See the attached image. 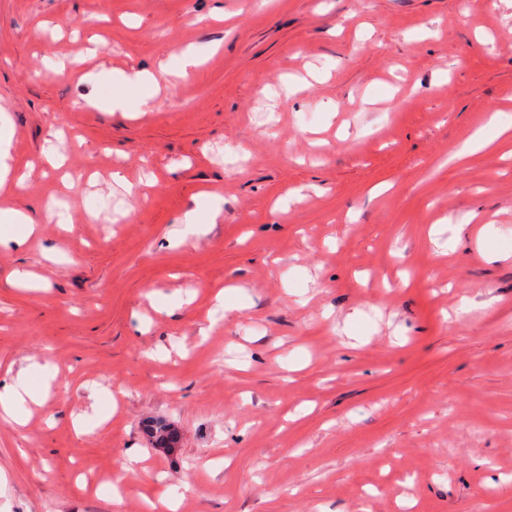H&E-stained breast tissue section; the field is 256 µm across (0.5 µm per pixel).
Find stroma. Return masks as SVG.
Masks as SVG:
<instances>
[{
    "label": "stroma",
    "mask_w": 512,
    "mask_h": 512,
    "mask_svg": "<svg viewBox=\"0 0 512 512\" xmlns=\"http://www.w3.org/2000/svg\"><path fill=\"white\" fill-rule=\"evenodd\" d=\"M133 66L146 112L92 79ZM4 124L0 209L67 221L0 243V390L56 374L0 419V512H512V0H0ZM110 83H119L126 88L147 90V93L139 100L140 109H148L152 106L155 97L157 78L147 69L117 70L105 76ZM12 139V133L8 129L2 130L0 128V187L7 186L8 188H14L19 186L22 182L23 176L16 177L11 175V169L5 160L9 155V146ZM208 208L203 211L199 206L189 208L179 217V224H185L186 234H194L197 224H213L222 216V200L216 196L206 194Z\"/></svg>",
    "instance_id": "stroma-1"
}]
</instances>
